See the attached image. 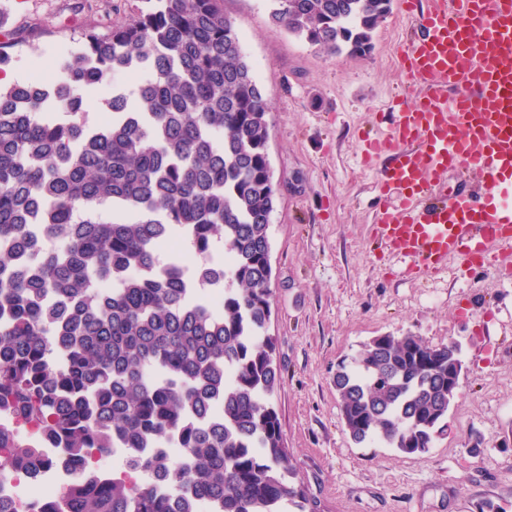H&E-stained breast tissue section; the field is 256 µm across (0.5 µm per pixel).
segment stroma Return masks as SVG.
<instances>
[{"mask_svg": "<svg viewBox=\"0 0 512 512\" xmlns=\"http://www.w3.org/2000/svg\"><path fill=\"white\" fill-rule=\"evenodd\" d=\"M136 0H0V42L11 72L33 56L77 46L86 29L128 22ZM269 101L268 153L279 199L271 217L269 332L283 381L272 401L284 444L321 512H512V278L463 259L425 281L380 257L370 225L381 198L360 163V130H387L403 96L418 90L399 64L419 28L401 0L365 57L330 56L275 27L269 0H222ZM456 342L463 372L430 451L405 456L355 444L331 380L374 336ZM480 453H471L473 440Z\"/></svg>", "mask_w": 512, "mask_h": 512, "instance_id": "35a3bbf8", "label": "stroma"}]
</instances>
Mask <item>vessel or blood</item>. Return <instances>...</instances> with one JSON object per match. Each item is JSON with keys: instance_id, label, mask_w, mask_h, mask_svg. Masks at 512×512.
<instances>
[{"instance_id": "1", "label": "vessel or blood", "mask_w": 512, "mask_h": 512, "mask_svg": "<svg viewBox=\"0 0 512 512\" xmlns=\"http://www.w3.org/2000/svg\"><path fill=\"white\" fill-rule=\"evenodd\" d=\"M417 16L419 37L401 67L422 91L401 104L386 134L363 142L386 160L377 187L389 202L372 235L383 252L428 277L464 258L512 267V0H434ZM469 167L490 188L449 193V172Z\"/></svg>"}]
</instances>
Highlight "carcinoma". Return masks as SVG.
I'll return each instance as SVG.
<instances>
[{
  "instance_id": "obj_1",
  "label": "carcinoma",
  "mask_w": 512,
  "mask_h": 512,
  "mask_svg": "<svg viewBox=\"0 0 512 512\" xmlns=\"http://www.w3.org/2000/svg\"><path fill=\"white\" fill-rule=\"evenodd\" d=\"M138 2L130 22L85 31L54 82L0 86V467L41 477L54 448L83 470L28 512H317L272 403L266 93L219 0ZM271 2L274 26L336 56L371 52L391 9ZM118 72L139 75L133 91L112 85ZM108 87L106 121L86 123L79 110ZM177 234L200 257L192 280L158 260ZM40 236L62 249L36 250ZM218 245L233 263L215 309L203 288ZM450 360L452 341L364 343L332 379L351 439L428 452L458 393ZM14 421L36 438L17 440ZM172 442L186 462L163 452ZM112 448L142 482L94 466Z\"/></svg>"
}]
</instances>
